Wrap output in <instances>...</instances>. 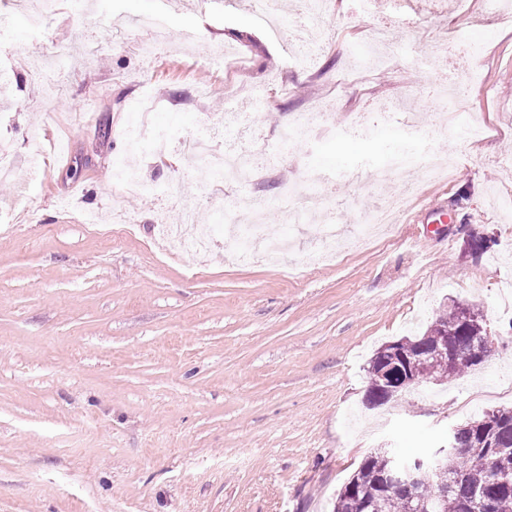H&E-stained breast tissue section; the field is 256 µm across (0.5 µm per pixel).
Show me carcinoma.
Wrapping results in <instances>:
<instances>
[{"label": "carcinoma", "instance_id": "1", "mask_svg": "<svg viewBox=\"0 0 512 512\" xmlns=\"http://www.w3.org/2000/svg\"><path fill=\"white\" fill-rule=\"evenodd\" d=\"M465 314L472 319L481 317L478 308L456 302L439 315L425 333L401 339V349L410 357L430 352L439 336H446L455 344L449 356L439 354L428 362L410 365L412 374L432 379L442 369L443 378L448 379L475 366L471 336L477 333V327H465ZM383 369L380 358L372 357L365 394L381 406L395 401L394 397L380 391ZM486 418L496 423L494 430L488 433L483 430ZM454 444L458 453L449 460L451 469L429 471L428 482L419 489L427 496L439 485L445 488L443 499L434 512H512V409H497L458 425ZM388 457V450L380 448L365 458L339 493L334 512H407L412 492L402 486L384 491L377 498L375 508L367 506L365 497L380 491ZM475 490L482 491L484 500L493 503L492 510H486L483 503L472 499Z\"/></svg>", "mask_w": 512, "mask_h": 512}]
</instances>
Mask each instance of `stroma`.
Masks as SVG:
<instances>
[{
    "label": "stroma",
    "instance_id": "obj_1",
    "mask_svg": "<svg viewBox=\"0 0 512 512\" xmlns=\"http://www.w3.org/2000/svg\"><path fill=\"white\" fill-rule=\"evenodd\" d=\"M253 0H55L41 29L30 0H0L11 35L0 49V512H331L366 456L398 447L405 459L444 445L452 426L512 407V223L491 191H512V25L488 0H335L314 21L331 42L308 68L287 63ZM169 34L145 54L127 39L141 17ZM386 24L392 55L370 73L350 64L354 42ZM480 48L464 96L474 112L440 101L434 72L410 67L408 46L440 61L449 33ZM62 56L38 73L35 55ZM172 140L211 132L249 112L241 146L262 174L201 179L179 150L133 160L123 127L139 100ZM331 100L333 127L280 149L289 114ZM372 131L357 134L360 114ZM419 112L417 131L388 124ZM490 134L466 141L472 118ZM455 165L447 180L417 167L361 172L331 186L345 249L310 266L305 224L285 219L281 194L307 172L365 159L377 165L416 140ZM134 161L161 196L114 186ZM392 236L359 243L361 209L395 196ZM271 198L266 230L290 234L287 262L235 264L224 254L216 206L249 223L250 202ZM192 201L211 224L203 254L169 250L161 225ZM458 203L456 221L421 217ZM131 216L112 219L113 208ZM492 239L480 258L471 232ZM475 305L496 352L458 379L408 388L388 406L363 404L368 366L383 344L422 334L452 301Z\"/></svg>",
    "mask_w": 512,
    "mask_h": 512
}]
</instances>
